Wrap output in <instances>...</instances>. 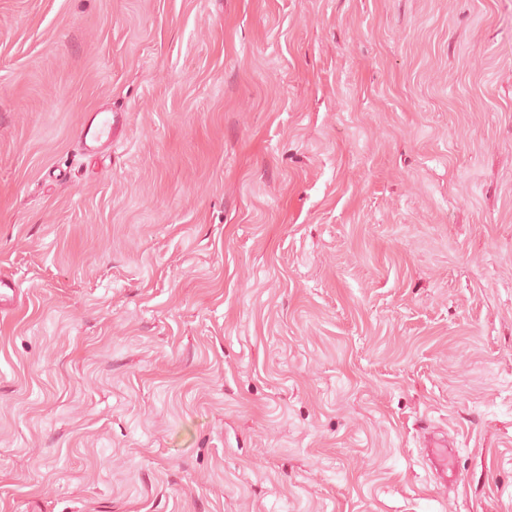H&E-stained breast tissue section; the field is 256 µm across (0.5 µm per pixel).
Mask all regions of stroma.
Masks as SVG:
<instances>
[{"label":"stroma","mask_w":512,"mask_h":512,"mask_svg":"<svg viewBox=\"0 0 512 512\" xmlns=\"http://www.w3.org/2000/svg\"><path fill=\"white\" fill-rule=\"evenodd\" d=\"M0 275V512H512V0H0ZM121 113L109 112L107 115L96 119V116L85 123L80 129V140L87 152H94L96 149L89 147L86 140L90 138L99 144L96 148H106L112 143V128L120 122Z\"/></svg>","instance_id":"1"}]
</instances>
